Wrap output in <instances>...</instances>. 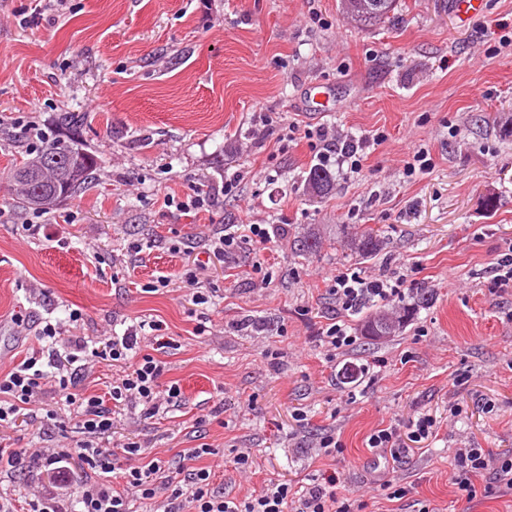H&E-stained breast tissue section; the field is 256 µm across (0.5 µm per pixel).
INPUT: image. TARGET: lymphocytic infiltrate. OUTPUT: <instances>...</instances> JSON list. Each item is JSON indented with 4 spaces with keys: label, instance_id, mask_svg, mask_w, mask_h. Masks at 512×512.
I'll list each match as a JSON object with an SVG mask.
<instances>
[{
    "label": "lymphocytic infiltrate",
    "instance_id": "obj_1",
    "mask_svg": "<svg viewBox=\"0 0 512 512\" xmlns=\"http://www.w3.org/2000/svg\"><path fill=\"white\" fill-rule=\"evenodd\" d=\"M329 292L336 299L341 317L326 331V343L334 350L351 346L356 338L345 322L367 298L388 300L399 295L390 277L368 280L349 270H340L329 280ZM40 348L18 365L0 373V427L15 424L17 418L39 402L46 384H53L71 415L78 420L83 438L76 449L0 448V473L20 466L51 467L59 473L71 472L80 465L85 478L73 489L79 512H130L132 498L155 499L164 494V512H362V502L338 499L326 485L317 484L302 491L292 490L285 482L270 483L245 498L224 495L212 485V471L206 467L189 470L187 478L166 471L160 461L139 463V445L124 449L129 462L122 472L123 485L113 488L111 474L115 461L109 449L99 444L101 436L112 430L116 407H142L146 416L159 413L162 405H177L181 390L177 385H161L164 372L161 361L152 355H135L136 333L90 345L83 336H59L52 324L37 332ZM124 364L121 378L114 381L108 397L87 395L80 386L90 363ZM485 478L484 487L476 479ZM449 482L465 499L477 493L492 495L512 492V455L490 457L481 448H460L448 472Z\"/></svg>",
    "mask_w": 512,
    "mask_h": 512
}]
</instances>
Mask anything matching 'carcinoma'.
<instances>
[{
	"instance_id": "cac0c4a2",
	"label": "carcinoma",
	"mask_w": 512,
	"mask_h": 512,
	"mask_svg": "<svg viewBox=\"0 0 512 512\" xmlns=\"http://www.w3.org/2000/svg\"><path fill=\"white\" fill-rule=\"evenodd\" d=\"M396 0H338L340 11L353 22L367 26L385 22L394 11ZM59 154L61 162L50 164V155ZM94 167L93 158L75 138L68 141L49 140L36 154L26 157L10 173L9 179L22 187L25 203L35 210H45L56 202L75 195L90 178ZM334 188V179L328 169L313 166L304 179V191L308 196L322 200ZM352 245L365 258L377 254L382 247L380 235L365 228L355 234ZM432 295L421 292L413 306L405 313L369 312L360 324L361 333L374 340L394 336L405 326L415 308L429 304Z\"/></svg>"
}]
</instances>
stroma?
I'll use <instances>...</instances> for the list:
<instances>
[{
  "mask_svg": "<svg viewBox=\"0 0 512 512\" xmlns=\"http://www.w3.org/2000/svg\"><path fill=\"white\" fill-rule=\"evenodd\" d=\"M337 4L0 0V372L37 347L36 324L92 341L133 326L182 401L151 418L122 410L101 441L114 454L135 442L143 461L175 465L208 444L215 487L238 498L332 475L362 512H512L510 493L468 501L448 481L458 448L512 450V291L490 289L512 244V0H485L468 23L452 0H397L362 29ZM62 112L80 114L96 165L39 216L7 179L30 151L18 122L50 140ZM321 125L380 141L313 203L307 132ZM422 148L432 165L412 170ZM199 187L216 190L213 207H180ZM225 224H267L274 239L207 253ZM359 227L380 231L377 256L347 248ZM312 228L320 247L301 255ZM339 269L404 274L390 308L423 289L433 300L396 335L333 351ZM247 318L260 329H242ZM56 408L45 396L0 445L75 446L77 420H49ZM421 414L434 434L394 465L369 447ZM326 436L342 453H324ZM380 475L408 495L388 499Z\"/></svg>",
  "mask_w": 512,
  "mask_h": 512,
  "instance_id": "1",
  "label": "stroma"
}]
</instances>
